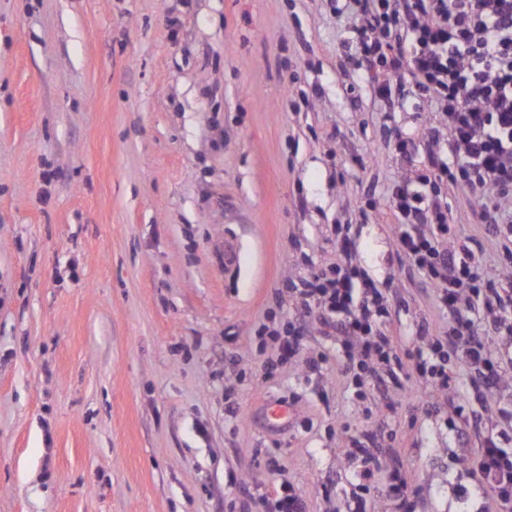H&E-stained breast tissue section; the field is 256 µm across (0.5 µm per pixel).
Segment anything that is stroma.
I'll use <instances>...</instances> for the list:
<instances>
[{
  "label": "stroma",
  "mask_w": 512,
  "mask_h": 512,
  "mask_svg": "<svg viewBox=\"0 0 512 512\" xmlns=\"http://www.w3.org/2000/svg\"><path fill=\"white\" fill-rule=\"evenodd\" d=\"M353 0H0V512H267L290 481L306 512H393L401 453L415 512H492L484 437L512 436V336L473 430L472 393L356 386L307 318L283 360L262 328L302 317L292 280L353 264L385 324L431 360L451 320L397 252L390 197L429 152L396 135L434 120L386 108L348 63ZM448 250L501 278L508 240L445 186ZM326 358L320 372L308 362ZM288 407L287 426L261 418ZM380 425L372 460L351 435ZM370 480H362L364 470Z\"/></svg>",
  "instance_id": "stroma-1"
}]
</instances>
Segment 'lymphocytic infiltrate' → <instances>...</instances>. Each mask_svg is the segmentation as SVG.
Instances as JSON below:
<instances>
[{
	"mask_svg": "<svg viewBox=\"0 0 512 512\" xmlns=\"http://www.w3.org/2000/svg\"><path fill=\"white\" fill-rule=\"evenodd\" d=\"M358 64L379 95L428 96L439 119L427 140L447 138V154L430 153L413 180L397 184L391 208L400 226L398 244L434 288L441 307L453 313L447 332L430 337L432 361L410 360L383 322L387 299L371 281L359 280L340 236L335 268L301 277L291 291L305 315L341 343L344 373L357 384L383 385L397 369L433 394L447 389L449 359L478 378V399L500 379L484 336L474 331L469 310L491 314L496 328L512 335V291L483 280L475 254L444 251L455 226L446 209L424 189L447 182L474 198L477 223L512 224V0H355ZM498 512H512V448L502 437L483 440L475 475Z\"/></svg>",
	"mask_w": 512,
	"mask_h": 512,
	"instance_id": "lymphocytic-infiltrate-1",
	"label": "lymphocytic infiltrate"
}]
</instances>
